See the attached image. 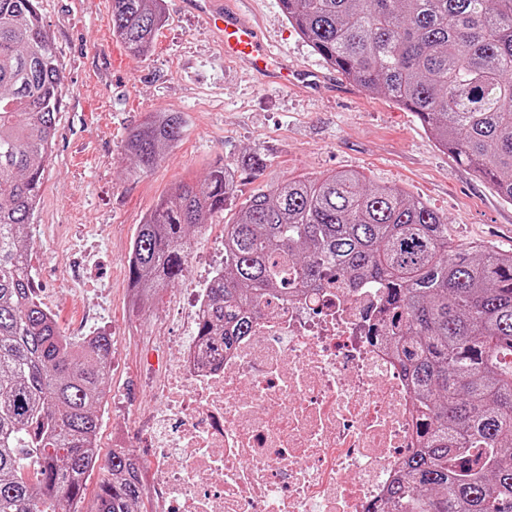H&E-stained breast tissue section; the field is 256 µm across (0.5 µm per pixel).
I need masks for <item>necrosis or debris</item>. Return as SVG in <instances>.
<instances>
[{
  "label": "necrosis or debris",
  "instance_id": "necrosis-or-debris-1",
  "mask_svg": "<svg viewBox=\"0 0 512 512\" xmlns=\"http://www.w3.org/2000/svg\"><path fill=\"white\" fill-rule=\"evenodd\" d=\"M383 316L374 284L323 283L267 298L223 361L150 343V512H377L417 446Z\"/></svg>",
  "mask_w": 512,
  "mask_h": 512
}]
</instances>
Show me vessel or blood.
<instances>
[{"mask_svg": "<svg viewBox=\"0 0 512 512\" xmlns=\"http://www.w3.org/2000/svg\"><path fill=\"white\" fill-rule=\"evenodd\" d=\"M210 36L224 48L227 58L249 68L261 81L292 86L317 83L314 74L297 72L288 65L272 66L262 32L238 13L225 8L222 0H186Z\"/></svg>", "mask_w": 512, "mask_h": 512, "instance_id": "vessel-or-blood-1", "label": "vessel or blood"}]
</instances>
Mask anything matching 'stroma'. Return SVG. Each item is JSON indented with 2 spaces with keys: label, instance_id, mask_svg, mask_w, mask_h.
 <instances>
[{
  "label": "stroma",
  "instance_id": "35a3bbf8",
  "mask_svg": "<svg viewBox=\"0 0 512 512\" xmlns=\"http://www.w3.org/2000/svg\"><path fill=\"white\" fill-rule=\"evenodd\" d=\"M259 25L277 58L318 71L317 91L262 84L225 59L183 5L163 0L165 23L152 53L129 55L112 33L111 0H39L43 30L60 62L64 105L34 218L36 293L66 335L90 327L112 338L108 390L125 402L138 433L143 347L154 313L170 314L167 333L182 335L172 316L224 262V226L238 213L192 232L186 272L172 288L141 301L127 259L146 215L176 181L202 180L216 161L235 164L246 151L266 154L261 171L241 172L238 198L296 176L344 170L374 184H395L448 220V235L467 245L489 241L512 252V205L440 149L416 115L371 94L317 55L288 24L278 0H230ZM180 112L182 140L142 172L123 161L129 131L148 113Z\"/></svg>",
  "mask_w": 512,
  "mask_h": 512
}]
</instances>
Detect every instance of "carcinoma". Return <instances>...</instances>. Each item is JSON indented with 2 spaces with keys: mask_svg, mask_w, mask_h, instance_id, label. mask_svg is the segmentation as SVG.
I'll return each instance as SVG.
<instances>
[{
  "mask_svg": "<svg viewBox=\"0 0 512 512\" xmlns=\"http://www.w3.org/2000/svg\"><path fill=\"white\" fill-rule=\"evenodd\" d=\"M328 64L415 113L440 148L512 204V0H279ZM112 32L137 57L165 21L161 0H111ZM63 96L38 0H0V512H73L98 461L95 439L112 337L75 340L37 298L31 229ZM180 112L133 128L142 171L182 138ZM243 154L180 181L138 225L130 286L145 299L185 272L190 230L237 199ZM369 280L418 399L420 447L404 456L386 512H512V252L461 248L442 215L354 170L288 178L224 225V266L195 327L218 356L251 330L269 296ZM140 463L114 450L95 512H142Z\"/></svg>",
  "mask_w": 512,
  "mask_h": 512,
  "instance_id": "carcinoma-1",
  "label": "carcinoma"
}]
</instances>
